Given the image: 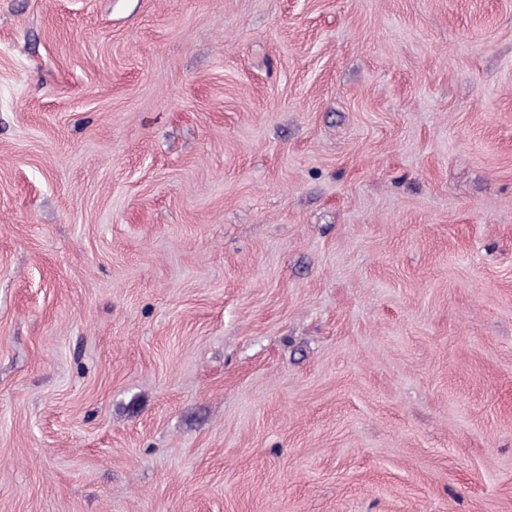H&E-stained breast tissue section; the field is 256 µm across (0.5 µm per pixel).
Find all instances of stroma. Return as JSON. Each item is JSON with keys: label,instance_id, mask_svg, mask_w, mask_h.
<instances>
[{"label": "stroma", "instance_id": "1", "mask_svg": "<svg viewBox=\"0 0 512 512\" xmlns=\"http://www.w3.org/2000/svg\"><path fill=\"white\" fill-rule=\"evenodd\" d=\"M0 512H512V0H0Z\"/></svg>", "mask_w": 512, "mask_h": 512}]
</instances>
